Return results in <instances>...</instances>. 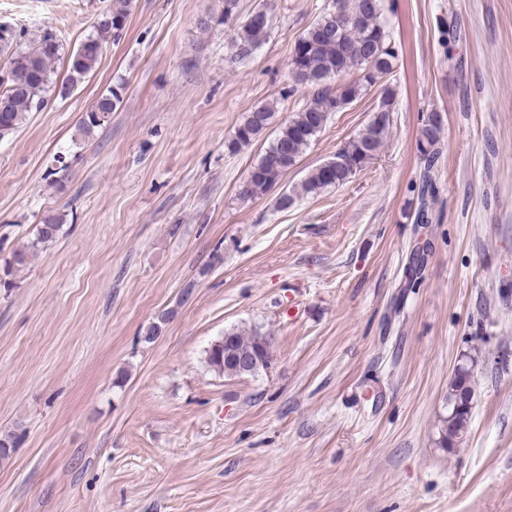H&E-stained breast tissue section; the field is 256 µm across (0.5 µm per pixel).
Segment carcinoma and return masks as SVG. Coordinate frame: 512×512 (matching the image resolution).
I'll list each match as a JSON object with an SVG mask.
<instances>
[{
    "label": "carcinoma",
    "mask_w": 512,
    "mask_h": 512,
    "mask_svg": "<svg viewBox=\"0 0 512 512\" xmlns=\"http://www.w3.org/2000/svg\"><path fill=\"white\" fill-rule=\"evenodd\" d=\"M130 5L131 0H112L98 22L96 33L69 50L56 36L46 32L33 39L27 49L12 51L10 47L19 35L10 27L0 26V50L11 51L6 67L0 70L1 140L14 134L29 113L43 106L54 63L66 61L67 78L60 90L62 95L74 90L95 70L104 45L122 38ZM383 11V0H334L332 9L324 11L298 37L288 63L289 74L295 83L313 89L311 102L279 128L271 145L252 167L242 197L259 196L275 186L326 126L332 113L343 111L345 105L377 86L381 91L378 112L361 132L339 148L345 163L332 168L320 164L311 169L299 188L279 197V207H290L298 196H315L329 187L347 183L378 155L395 100L394 90L385 83V78L393 73L398 59L382 19ZM269 32L270 16L266 7L252 11L244 21L232 26L235 57L250 56L267 40ZM350 73L354 78L344 80ZM273 114L274 109L267 105L249 112L224 142V149L234 154L251 145L267 129ZM105 126L97 113L86 112L79 128L89 137ZM441 131L442 116L436 111L429 112L422 122L417 148L430 162L440 153ZM435 200L432 180L425 174L417 196L416 223H430L429 210ZM62 227L61 217L44 216L29 244L12 252L0 276V286L11 287L13 274L25 270L47 244L58 238ZM267 338L269 334L259 330L227 331L206 350V363L218 374L239 377L241 372L235 358L257 355ZM472 383L471 368L461 364L450 382L448 413L441 420L440 443L444 448L455 447L467 428L474 394ZM16 443L14 432H0L1 461L11 457Z\"/></svg>",
    "instance_id": "obj_1"
}]
</instances>
